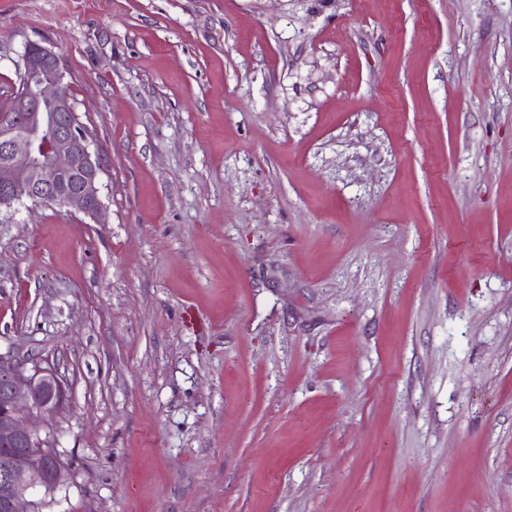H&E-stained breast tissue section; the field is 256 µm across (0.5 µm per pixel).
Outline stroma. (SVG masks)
Returning <instances> with one entry per match:
<instances>
[{"label": "stroma", "mask_w": 512, "mask_h": 512, "mask_svg": "<svg viewBox=\"0 0 512 512\" xmlns=\"http://www.w3.org/2000/svg\"><path fill=\"white\" fill-rule=\"evenodd\" d=\"M101 222L0 212L44 512H512V0H0Z\"/></svg>", "instance_id": "35a3bbf8"}]
</instances>
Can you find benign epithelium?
<instances>
[{"label": "benign epithelium", "mask_w": 512, "mask_h": 512, "mask_svg": "<svg viewBox=\"0 0 512 512\" xmlns=\"http://www.w3.org/2000/svg\"><path fill=\"white\" fill-rule=\"evenodd\" d=\"M22 69L33 80L0 113V208L24 199L100 220V165L90 134L66 91V73L48 48H26ZM82 173L79 186L62 179ZM64 397L52 367L33 365L0 352V512H41L44 500L69 484L72 473L60 451L28 422L33 411L50 413Z\"/></svg>", "instance_id": "7a95c632"}]
</instances>
